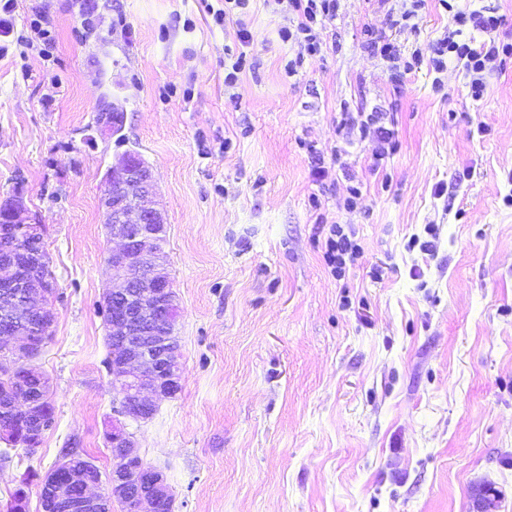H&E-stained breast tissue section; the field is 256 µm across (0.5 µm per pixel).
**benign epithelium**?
Instances as JSON below:
<instances>
[{"instance_id":"benign-epithelium-1","label":"benign epithelium","mask_w":512,"mask_h":512,"mask_svg":"<svg viewBox=\"0 0 512 512\" xmlns=\"http://www.w3.org/2000/svg\"><path fill=\"white\" fill-rule=\"evenodd\" d=\"M98 125L107 131L124 125V113L114 104L103 106ZM157 183L152 166L141 155H119L106 174L100 207L111 238L120 242L110 251L107 265L111 286L103 302L112 305V388L121 395L112 412L133 421H147L156 411L153 398L173 397L181 388L179 349L172 347L165 320L178 309L164 257L167 255V227L163 212L154 206ZM23 196L14 193L0 200V235L10 241L11 260L0 262V288L18 290L24 309L53 319L56 282L43 280V287L31 282L34 269L43 263L38 239L17 232L15 225L38 226L28 216ZM0 337L12 341L0 345V376L19 381L26 377L22 361L31 358L34 340L0 326ZM48 401L33 392L20 395L13 409L24 426L18 433L0 427V439L8 440L27 453L36 452L35 441L43 427L38 417ZM112 493L98 491L99 485L77 480L73 454L63 452L50 477L42 484L53 507L68 512H92L102 500L114 496L130 501L131 512H172V496L163 474L143 462L134 434L120 423L112 424Z\"/></svg>"}]
</instances>
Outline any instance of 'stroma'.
<instances>
[{
  "instance_id": "1",
  "label": "stroma",
  "mask_w": 512,
  "mask_h": 512,
  "mask_svg": "<svg viewBox=\"0 0 512 512\" xmlns=\"http://www.w3.org/2000/svg\"><path fill=\"white\" fill-rule=\"evenodd\" d=\"M215 3L98 0L85 36L72 0H15L0 196L24 193L45 229L57 298L37 364L55 426L0 466V510L30 471L26 512H42L41 480L73 438L111 474L99 198L123 148L95 119L114 101L154 169L179 302L181 389L126 423L173 512H477L488 487L512 512V60L476 101L462 64L427 63L448 31L439 0L417 30L389 32L425 58L399 83L368 31L403 0H340L314 55L259 7L228 88L237 27L213 22ZM37 9L48 63L15 39ZM369 112L394 132L381 161L348 124ZM334 223L360 247L339 275Z\"/></svg>"
}]
</instances>
